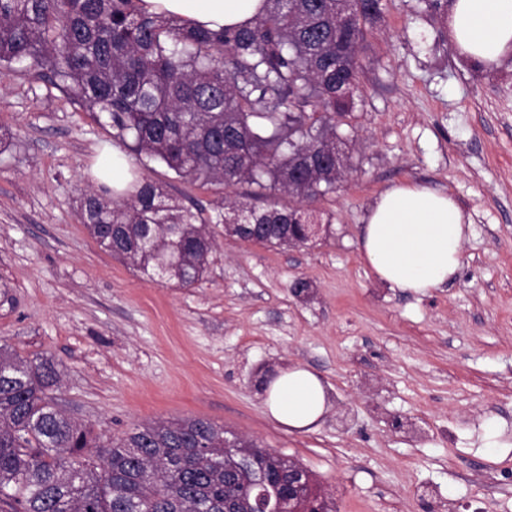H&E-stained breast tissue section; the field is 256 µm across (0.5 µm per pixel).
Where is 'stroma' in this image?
Here are the masks:
<instances>
[{
	"mask_svg": "<svg viewBox=\"0 0 512 512\" xmlns=\"http://www.w3.org/2000/svg\"><path fill=\"white\" fill-rule=\"evenodd\" d=\"M350 173L313 203L327 236L269 247L211 225L190 288L141 279L78 220L107 132L56 86L0 77V345L60 373V409L99 444L159 419L222 425L308 469L336 512H512V449L487 456L485 418L512 435V58L464 64L424 0H383L360 53ZM131 171L184 206L211 191L157 161ZM412 181L454 195L472 224L454 280L425 295L360 258L369 206ZM309 295H294L296 279ZM293 365L332 406L312 432L265 413Z\"/></svg>",
	"mask_w": 512,
	"mask_h": 512,
	"instance_id": "stroma-1",
	"label": "stroma"
}]
</instances>
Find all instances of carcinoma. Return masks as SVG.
<instances>
[{"instance_id":"carcinoma-1","label":"carcinoma","mask_w":512,"mask_h":512,"mask_svg":"<svg viewBox=\"0 0 512 512\" xmlns=\"http://www.w3.org/2000/svg\"><path fill=\"white\" fill-rule=\"evenodd\" d=\"M242 28L186 29L136 0H0V68L21 65L91 117L112 145L162 162L219 194L217 223L244 242L304 245L288 225L345 174L321 161L347 148L355 69L382 0H267ZM252 190L232 198L238 185ZM277 194L289 203L255 201ZM78 219L101 247L149 281L199 282L213 238L203 210L144 180L115 199L82 192ZM53 363L0 346V502L11 512H243L296 461L205 419L158 421L108 444L59 410ZM284 508L335 512L314 482Z\"/></svg>"}]
</instances>
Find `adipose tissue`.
<instances>
[{
  "label": "adipose tissue",
  "instance_id": "ef3b65f1",
  "mask_svg": "<svg viewBox=\"0 0 512 512\" xmlns=\"http://www.w3.org/2000/svg\"><path fill=\"white\" fill-rule=\"evenodd\" d=\"M265 0H140L142 10L176 17L188 27L247 25ZM448 29L459 55L488 70L512 57V0H450ZM470 224L449 193L416 183L394 185L369 207L361 251L373 274L391 287L425 294L452 280L462 266ZM267 415L297 432L317 428L330 409L321 379L295 365L269 383Z\"/></svg>",
  "mask_w": 512,
  "mask_h": 512
}]
</instances>
